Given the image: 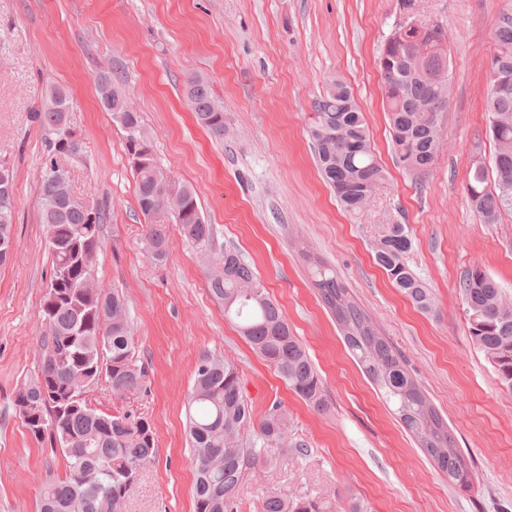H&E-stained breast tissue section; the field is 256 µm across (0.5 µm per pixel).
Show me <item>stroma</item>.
Segmentation results:
<instances>
[{"label": "stroma", "instance_id": "1", "mask_svg": "<svg viewBox=\"0 0 512 512\" xmlns=\"http://www.w3.org/2000/svg\"><path fill=\"white\" fill-rule=\"evenodd\" d=\"M507 13L512 0H0V163L15 175L14 256L0 267V512H35L41 484L65 474L62 456L37 443L12 409L40 361L51 257L40 213L45 135L30 116L53 86L66 90L85 148L71 165L73 193L109 215L97 279L126 294L147 372L124 403L103 384L89 394L98 409L120 404L147 417L156 433V459L127 512H194L186 401L206 353L235 363L254 422L281 406L289 440L307 450L249 470L237 512H264L273 493L320 497L341 512L354 501L368 512H512V394L472 344L459 291L478 265L512 302V210L485 223L466 191L474 160L492 164L496 151L485 105ZM406 17L442 26L448 44L444 147L420 177L392 151L378 69L386 37ZM104 74L140 113L159 166L195 191L215 229L213 254L236 249L279 304L322 378L326 410L289 390L225 319L178 228L167 262L147 259L124 133L97 95ZM194 74L224 107L223 139L193 116L185 82ZM336 78L350 87L388 172L356 213L323 181L309 136L314 102ZM382 224L407 225L408 261L432 292V314L414 309L376 264ZM307 252L340 276L401 354L467 459L471 490L436 472L347 348Z\"/></svg>", "mask_w": 512, "mask_h": 512}]
</instances>
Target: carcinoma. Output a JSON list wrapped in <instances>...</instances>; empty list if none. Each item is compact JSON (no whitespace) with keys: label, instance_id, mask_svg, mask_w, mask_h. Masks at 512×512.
Returning <instances> with one entry per match:
<instances>
[{"label":"carcinoma","instance_id":"obj_1","mask_svg":"<svg viewBox=\"0 0 512 512\" xmlns=\"http://www.w3.org/2000/svg\"><path fill=\"white\" fill-rule=\"evenodd\" d=\"M496 38L486 101L488 133L496 145L494 189H488L485 166L472 165L467 183L472 206L487 223L495 222L500 211L512 209V88L501 90L493 79L498 73L512 76V15L503 18ZM418 40L417 28L387 39L384 55L392 68L380 67L393 148L399 163L410 172H426L434 165L441 147L439 116L448 109L437 85L441 58L427 57L418 72L408 69ZM115 88L111 77H100V102L125 133L127 153L145 155L144 165L133 173L145 218L148 259L155 265L166 262L170 223L208 254L215 229L205 222L195 192L158 165L140 113L122 111L124 97L113 92ZM186 97L197 123L213 137L224 138V110L208 82L200 76L191 78ZM31 120L47 135L40 175L41 219L52 273L39 313L40 367L20 384L13 409L32 438L59 448L65 460L64 477L43 484L36 512H126L143 470L154 460L155 432L147 418L132 410L96 408L88 392L103 382L113 396L124 399L141 390L145 369L136 364L127 299L119 290L94 282L106 209L94 207L96 221L90 222L82 205L59 197L49 172L55 153L66 147L64 131L71 128L66 92L50 88ZM338 130L342 136H332ZM309 133L324 180L347 211H360L386 175L371 147L364 113L343 82H330L316 101ZM169 192L185 197L184 208L160 209V198ZM14 199V186L0 185V265L7 264L2 250L14 246ZM411 250L406 225H379L377 264L419 312L432 313L431 291L409 266ZM209 264L208 288L224 305V315L236 321L240 333L299 398L324 409L321 378L306 347L251 267L230 249ZM311 264L314 287L335 317L347 347L387 401L394 403L403 426L448 483L468 489L465 458L400 354L377 333L336 275L316 259ZM459 287L469 336L492 366L501 388L512 394V307L504 305L499 284L479 266L465 272ZM187 416L197 465L194 512H236L239 488L257 460L293 450L303 453L302 445L288 442L287 418L277 408L268 412L254 439L245 438L251 406L237 367L221 356L200 357ZM265 512L337 510L318 498L290 501L273 494L266 498Z\"/></svg>","mask_w":512,"mask_h":512}]
</instances>
